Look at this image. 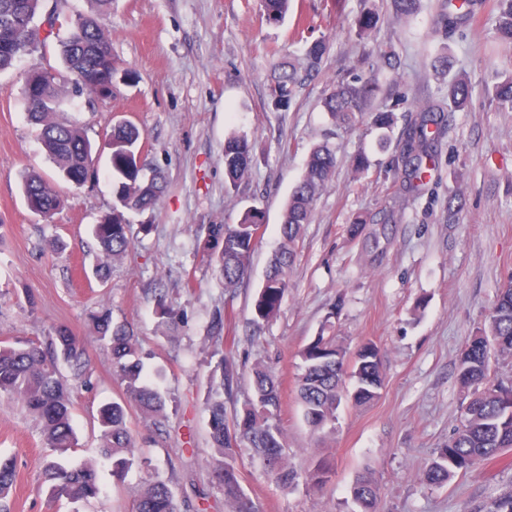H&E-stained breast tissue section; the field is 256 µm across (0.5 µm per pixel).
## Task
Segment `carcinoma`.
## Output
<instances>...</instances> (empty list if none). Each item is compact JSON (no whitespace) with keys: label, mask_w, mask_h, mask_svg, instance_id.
<instances>
[{"label":"carcinoma","mask_w":512,"mask_h":512,"mask_svg":"<svg viewBox=\"0 0 512 512\" xmlns=\"http://www.w3.org/2000/svg\"><path fill=\"white\" fill-rule=\"evenodd\" d=\"M43 0H0V72L6 71L23 56L36 53L54 35L49 29L40 35L37 19ZM90 10L70 21L66 36L60 40V67L54 68L51 83L26 82L22 95L27 104V117L37 125L50 162L61 180L94 165L92 143L84 128L75 121L60 118L71 81L81 83L75 89L96 97L114 68L105 52L111 48L105 21L112 12V0H87ZM394 18L411 21L419 8V0H392ZM290 0H261L260 11L269 23H279L288 13ZM482 7V0H442L438 26L443 40L467 26ZM496 33L502 44L512 49V0H497ZM379 16L375 6L363 9L355 20L359 40H373ZM327 40L321 37L306 48L307 66L298 69L292 62L280 61L272 67L271 106L276 111L288 110L299 92L319 73ZM453 61L448 46L443 45L433 59L439 74L451 70ZM492 101L503 112H512V71L495 73ZM381 85L373 79L342 77L332 85L322 100L333 126L347 129L357 118L371 111L381 94ZM474 86L463 75L448 83V100L458 112L468 109ZM453 113L445 112L439 101L429 99L413 109L405 119L401 132V151L395 162L402 166L404 188L415 192L430 176L437 156L439 138L451 128ZM141 132L129 122L118 123L110 130L112 141V175L118 178L116 202L112 212L94 225V235L101 251L112 260L128 256L132 241L128 236L127 211L143 212L157 202L166 189L165 181L155 173L142 174ZM337 148L329 139L316 144L309 152L304 173L292 190L281 222L282 242L270 259L266 278L254 299L255 325L277 317L288 291V270L296 257V243L304 226L311 223L315 203L336 171ZM252 146L244 135L233 134L224 140V175L233 188L249 174L253 166ZM21 191L29 207L48 216L57 210L62 199L55 187L36 172L22 175ZM394 214L367 233L373 249L389 243ZM264 223L262 211L245 209L235 224L206 226L203 252L215 263L224 278V288L235 292L245 283L251 258L259 240L254 227ZM233 309L224 308L210 325L211 339L224 341L230 330ZM89 321L97 338L110 352L112 371L124 386L121 402L102 405L98 423L103 440L101 453L112 460L113 476L121 479L134 466L144 470L141 491L132 512H181L168 483L149 467L143 451L127 427V405H135L143 415L155 419L164 415L167 399L144 372L138 339L127 325L112 322L108 308L92 313ZM373 341L360 343L351 352L334 336L319 333L300 352L301 372L296 380L297 399L306 422L315 433L334 430L336 410L345 396V379L352 376L356 394L349 399L365 405L379 397L385 386L381 353L371 364L358 370L364 352ZM501 357H512V277L499 288L487 327L479 336L468 338L458 355L457 381L468 397L459 424L448 443L432 453L423 470L422 481L429 486H443L458 476L473 471L482 462L506 448H512V385L507 386L491 375V366ZM66 365L69 376L60 366ZM92 366L84 345L67 329L60 328L47 340L28 337L0 341V397L19 404L40 424L41 436L50 454L43 460L38 491L54 503L61 499L92 504L99 496L95 466L85 462L67 467L61 458L74 451L78 437L73 426L74 402L68 380L82 386L91 383ZM252 394L234 410L233 424L226 421L225 403L237 404L238 371L236 364L224 357L212 372L206 399L209 412L211 454L208 467L212 484L223 495L232 512H258L240 483L234 448L247 444L265 463V472L286 487L294 482V471L288 467L282 431L277 419L279 385L260 363L251 369ZM333 476V465L318 459L305 472L307 488L323 489ZM15 465L10 459L0 460V501L13 491ZM350 493L360 512H380V488L368 475L353 482ZM479 512H512V489L493 496Z\"/></svg>","instance_id":"cac0c4a2"}]
</instances>
